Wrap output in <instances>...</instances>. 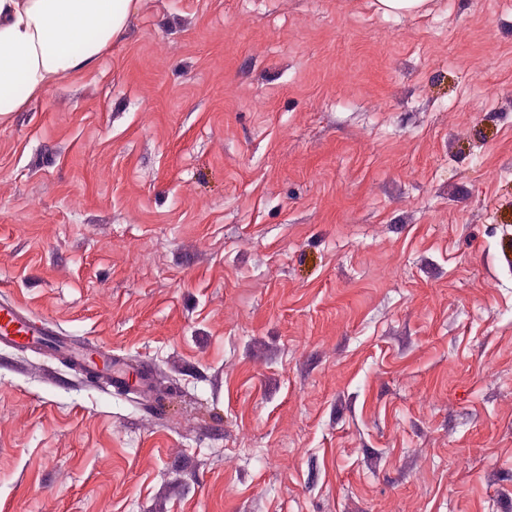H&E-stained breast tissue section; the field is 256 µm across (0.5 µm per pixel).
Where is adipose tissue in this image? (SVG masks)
I'll list each match as a JSON object with an SVG mask.
<instances>
[{
    "instance_id": "1",
    "label": "adipose tissue",
    "mask_w": 512,
    "mask_h": 512,
    "mask_svg": "<svg viewBox=\"0 0 512 512\" xmlns=\"http://www.w3.org/2000/svg\"><path fill=\"white\" fill-rule=\"evenodd\" d=\"M140 0H0V116L94 66Z\"/></svg>"
}]
</instances>
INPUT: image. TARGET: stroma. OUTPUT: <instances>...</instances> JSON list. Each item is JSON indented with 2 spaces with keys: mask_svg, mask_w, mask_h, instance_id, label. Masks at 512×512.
Here are the masks:
<instances>
[{
  "mask_svg": "<svg viewBox=\"0 0 512 512\" xmlns=\"http://www.w3.org/2000/svg\"><path fill=\"white\" fill-rule=\"evenodd\" d=\"M0 512H512V0H142L0 117ZM427 2L429 0H377L384 14L394 16L417 13L426 7ZM35 336H56L46 318H38L12 301H0V342L27 346Z\"/></svg>",
  "mask_w": 512,
  "mask_h": 512,
  "instance_id": "1",
  "label": "stroma"
}]
</instances>
